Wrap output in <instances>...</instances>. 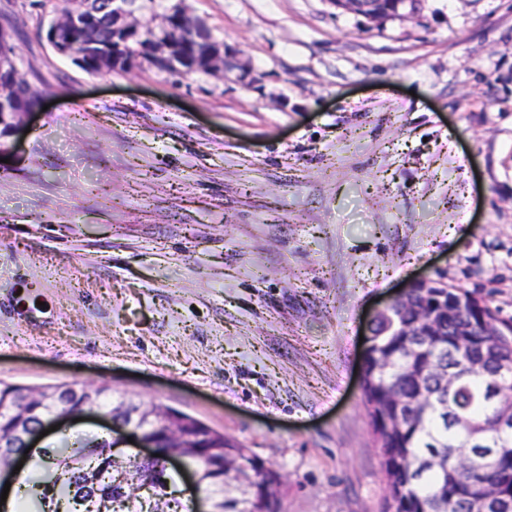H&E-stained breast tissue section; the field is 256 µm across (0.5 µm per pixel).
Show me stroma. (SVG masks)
<instances>
[{"mask_svg":"<svg viewBox=\"0 0 512 512\" xmlns=\"http://www.w3.org/2000/svg\"><path fill=\"white\" fill-rule=\"evenodd\" d=\"M0 0L40 106L0 135V381L187 413L280 512H384L368 322L430 279L512 320V0L372 22L184 0L237 68L89 73Z\"/></svg>","mask_w":512,"mask_h":512,"instance_id":"1","label":"stroma"}]
</instances>
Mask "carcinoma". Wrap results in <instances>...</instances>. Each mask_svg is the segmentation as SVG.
Wrapping results in <instances>:
<instances>
[{
    "instance_id": "1",
    "label": "carcinoma",
    "mask_w": 512,
    "mask_h": 512,
    "mask_svg": "<svg viewBox=\"0 0 512 512\" xmlns=\"http://www.w3.org/2000/svg\"><path fill=\"white\" fill-rule=\"evenodd\" d=\"M65 38L79 52L86 45L96 47L95 52L82 56L81 67L86 71L98 73L109 67V12H101L93 28L70 23ZM12 95V108L17 115L29 111L38 101V93L22 78ZM446 291L445 287L425 291L418 288L405 303L394 308L395 321L414 325L419 335L403 336L381 321L371 337L365 366V398L372 410L370 416L396 408L408 416L403 432L381 442L383 464L389 463L397 470L387 474L386 508H392L391 501L395 499L397 512H468L465 504L492 488L512 497L511 456L487 465L479 450L470 467H460L456 462L457 449L483 444L477 433L491 424L496 412L488 390L496 388L502 400L512 398V374L492 378L500 361L512 362V324H502L503 331L498 336L484 335V329L472 323L474 297L459 289L454 290L455 304L448 306V314L435 327L429 329L418 322V310ZM450 323L472 327L474 336L470 337L468 350L451 351ZM428 329L429 336L425 335ZM380 358L390 362L384 374L374 371ZM439 369L465 373L460 386L452 392L442 387L435 375ZM90 399L102 407H123L121 403L112 405L106 386L80 390L56 386L42 392L40 400L28 403L25 413L20 414L11 410L13 404L23 401L20 389L0 384V434L25 432L47 411L78 409ZM172 414L179 421L191 423L187 452L199 470L201 489L223 505L224 512H256L262 507V498L277 499L278 482L273 473L264 470L244 444L184 413L174 410ZM121 417H132L139 427L153 432L161 451H166L164 428L140 412V406H130ZM41 453L48 462L25 477V489L18 493L16 502L20 512H89L88 499L111 500L118 493L114 478L117 472L148 486L153 500L150 512H177L171 508V502H179L172 491L174 477L166 469L163 456L141 463L127 458L117 460L109 451V440L103 437H69ZM243 461L255 468L257 480L252 493L234 484V472Z\"/></svg>"
}]
</instances>
